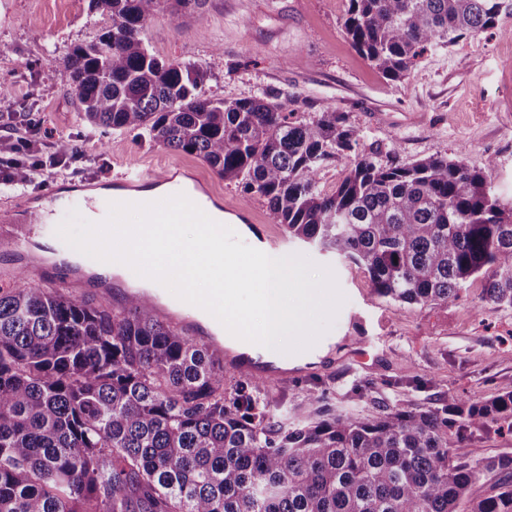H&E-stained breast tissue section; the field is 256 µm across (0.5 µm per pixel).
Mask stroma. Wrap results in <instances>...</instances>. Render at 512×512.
I'll return each mask as SVG.
<instances>
[{
  "mask_svg": "<svg viewBox=\"0 0 512 512\" xmlns=\"http://www.w3.org/2000/svg\"><path fill=\"white\" fill-rule=\"evenodd\" d=\"M349 0H205L194 14L163 10L147 23L146 43L165 60L204 72L203 91L227 101L275 96L289 121L308 123L332 108L345 113L379 160L404 164L445 155L474 168L494 159L490 181L512 205V39L466 36L428 52L400 80L384 78L351 45L343 27ZM110 25L92 0H0V121L35 113L38 139L78 151L72 167L47 183L76 177L111 186L135 160L146 181L167 167L199 177L215 201L241 204L230 226L248 245L299 253L330 267L345 296L319 344L289 355L296 373L269 385L263 399L275 419L296 425L309 391L337 413L360 416L388 407L433 410L449 399L482 401L512 391V308L490 302L482 280L460 299L408 305L378 296L364 268L289 239L263 197L243 192L197 155L150 141L140 130H104L84 122L72 88L53 79L65 49L95 41Z\"/></svg>",
  "mask_w": 512,
  "mask_h": 512,
  "instance_id": "1",
  "label": "stroma"
}]
</instances>
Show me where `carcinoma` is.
<instances>
[{
  "instance_id": "obj_1",
  "label": "carcinoma",
  "mask_w": 512,
  "mask_h": 512,
  "mask_svg": "<svg viewBox=\"0 0 512 512\" xmlns=\"http://www.w3.org/2000/svg\"><path fill=\"white\" fill-rule=\"evenodd\" d=\"M92 2L111 26L52 71L86 122L198 154L264 197L290 237L365 268L381 297L446 303L481 277L512 307V207L490 186L493 160L381 162L342 112L296 124L268 96L212 99L198 67L146 45L162 0ZM349 2L347 37L390 80L512 15V0ZM351 153L322 193L319 169ZM225 377L141 294L115 310L18 276L0 289V512H512V455L476 446L482 432L512 433V392L362 417L324 416L312 392L284 429L259 405L261 379L226 400Z\"/></svg>"
}]
</instances>
